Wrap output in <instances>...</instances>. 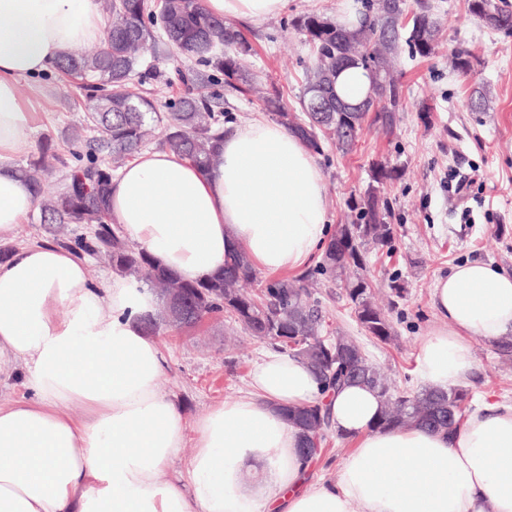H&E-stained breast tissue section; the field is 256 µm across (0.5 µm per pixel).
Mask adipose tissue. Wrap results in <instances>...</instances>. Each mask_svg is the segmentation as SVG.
Returning a JSON list of instances; mask_svg holds the SVG:
<instances>
[{
    "mask_svg": "<svg viewBox=\"0 0 512 512\" xmlns=\"http://www.w3.org/2000/svg\"><path fill=\"white\" fill-rule=\"evenodd\" d=\"M287 2L204 0L214 16L256 22ZM105 30L96 0H0V235L38 207L11 164L34 148L18 78L50 71ZM215 151L205 170L165 149L141 152L111 181L110 222L189 281L221 272L233 250L279 272L326 246L324 179L297 137L258 120ZM433 302L447 326L421 343L418 376L457 388L474 342L512 333V275L458 265L436 282ZM157 306L143 281L115 273L95 284L84 258L52 243L0 262V374L18 373L28 392L0 402V512H512V404L482 400L451 434L383 430L371 388L322 390L304 361L266 351L244 395L188 428L159 386L161 347L142 330ZM317 403L355 443L333 480H309L300 431L280 413ZM188 443L184 471L165 477Z\"/></svg>",
    "mask_w": 512,
    "mask_h": 512,
    "instance_id": "ef3b65f1",
    "label": "adipose tissue"
}]
</instances>
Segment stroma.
<instances>
[{
  "mask_svg": "<svg viewBox=\"0 0 512 512\" xmlns=\"http://www.w3.org/2000/svg\"><path fill=\"white\" fill-rule=\"evenodd\" d=\"M443 25L438 52L425 59L400 56L397 77L402 108L392 136L364 128L349 153L324 145L316 161L322 171L328 222L349 223L350 201L360 199L371 182L373 162L400 167L403 177L385 186L393 227L389 252H373L366 259L367 275L379 300L390 293L388 284L399 278L406 297L389 313L394 338L388 344L372 339L356 322L343 288L318 276L314 297L330 331L355 339L368 359L380 367L401 391L415 392L421 341L442 322L431 290L438 279L466 262L490 263L512 272V33L492 31L469 13L467 0H431ZM343 0H288L286 9L259 23L239 21L252 50L246 65L264 92L279 94L285 108L299 113L305 68L312 53L293 20L309 12L336 15ZM472 55L469 75L454 72L452 50ZM490 89L489 108L472 111L468 99L474 88ZM22 98L36 101L32 139L67 151L73 130L85 116V93L77 84L59 81L49 72L18 81ZM224 112V129L266 118L261 100L216 83L212 88ZM469 179L465 198L455 193L454 177ZM92 238L91 228L71 225L57 232L43 224L38 213L8 234L6 247L24 246L74 237ZM158 340L167 358L162 390L179 402L186 424L212 406L234 398L247 388L248 376L263 348L230 321L207 322L184 331L163 326ZM476 365L464 380L473 401L493 395L512 402V358L496 348L475 343Z\"/></svg>",
  "mask_w": 512,
  "mask_h": 512,
  "instance_id": "obj_1",
  "label": "stroma"
}]
</instances>
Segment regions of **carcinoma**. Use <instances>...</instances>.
<instances>
[{
	"label": "carcinoma",
	"instance_id": "1",
	"mask_svg": "<svg viewBox=\"0 0 512 512\" xmlns=\"http://www.w3.org/2000/svg\"><path fill=\"white\" fill-rule=\"evenodd\" d=\"M386 10L368 3L360 12L359 24L349 28L336 24L325 14L309 13L298 17L293 26L304 37L313 53L306 71L300 100L305 118H288L279 98H265L267 111L315 152L326 141L346 153L352 149L368 122L384 135H390L400 111L401 91L392 73L399 55V28L409 17L405 43L413 57L426 58L438 48L440 19L434 6L424 0H390ZM108 21L106 39L95 51L63 56L54 66L62 76L80 82L88 91V116L85 139H77L86 151L69 149L74 164H69L50 143L41 147L39 157L18 173L33 187L39 200L40 223L85 224L95 227L92 243L74 239L73 251L105 253L118 273L134 275L148 284L158 296L180 292L190 303V318L176 325L194 329L206 318L219 315L230 319L246 334L267 341L288 354L303 359L327 388L342 382L374 389L384 407L378 425L383 428L424 426L435 431H453L463 416L469 390L431 387L414 393L400 392L388 383L361 348L341 333L331 336L318 302L305 279L280 277L270 280L257 294L242 291V284L256 280V271L242 250L231 253L224 272L207 282H189L155 265L150 256L128 242L118 227L108 222L107 188L112 174L125 160L150 143L155 130L162 132L161 145L198 168L214 160V142L224 137V112L215 110L213 97L205 90L224 76V84L251 90L252 80L244 69V56L250 47L237 27L210 15L202 0H99ZM173 50L198 63L193 71L192 89L168 103L169 111L159 112L152 98L138 88L147 75L157 70L143 69V56ZM453 70L467 75L472 70L471 54L451 53ZM363 69L370 78L364 106L338 112H312L309 100L327 95L331 103H345L336 90V78L347 66ZM54 159L70 169L69 186L49 192L44 182L54 168ZM399 169L386 162L374 164L372 184L360 201L351 205L356 220L341 224L327 244L317 271L337 279L345 289L357 323L375 340L387 344L394 336L393 326L375 304L369 280L359 274L367 255L390 245L393 228L386 221L388 201L380 188L400 178ZM344 340L355 355L340 363L321 360L319 350ZM288 413L316 414L323 418L319 431L303 430L307 443L326 440L331 423L327 409L320 405L288 407Z\"/></svg>",
	"mask_w": 512,
	"mask_h": 512
}]
</instances>
